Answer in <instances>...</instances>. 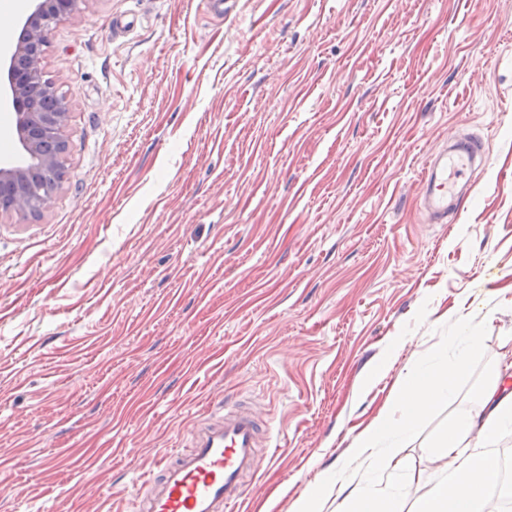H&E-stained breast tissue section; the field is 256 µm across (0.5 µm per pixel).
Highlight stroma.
Listing matches in <instances>:
<instances>
[{
  "label": "stroma",
  "mask_w": 512,
  "mask_h": 512,
  "mask_svg": "<svg viewBox=\"0 0 512 512\" xmlns=\"http://www.w3.org/2000/svg\"><path fill=\"white\" fill-rule=\"evenodd\" d=\"M69 103L48 208L0 216V512H134L203 409L276 453L237 512L359 485L416 512L432 445L512 352V0H86L41 61ZM479 206L429 223L450 132ZM469 354L408 436L406 372ZM53 464H46V457Z\"/></svg>",
  "instance_id": "stroma-1"
}]
</instances>
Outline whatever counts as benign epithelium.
<instances>
[{
  "mask_svg": "<svg viewBox=\"0 0 512 512\" xmlns=\"http://www.w3.org/2000/svg\"><path fill=\"white\" fill-rule=\"evenodd\" d=\"M86 0H36L26 37L10 50V65L25 73L4 95L20 104L16 112L18 164L0 167V215L42 214L65 173L68 102L44 78L41 57L51 26L80 10Z\"/></svg>",
  "mask_w": 512,
  "mask_h": 512,
  "instance_id": "1",
  "label": "benign epithelium"
}]
</instances>
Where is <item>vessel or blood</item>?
<instances>
[{
	"mask_svg": "<svg viewBox=\"0 0 512 512\" xmlns=\"http://www.w3.org/2000/svg\"><path fill=\"white\" fill-rule=\"evenodd\" d=\"M481 143L452 133L420 180V199L431 219L448 221V211L476 199L483 167ZM263 415L254 403L225 408L220 419L201 418L189 449L162 456L144 483L138 512H231L247 479L269 461Z\"/></svg>",
	"mask_w": 512,
	"mask_h": 512,
	"instance_id": "obj_1",
	"label": "vessel or blood"
}]
</instances>
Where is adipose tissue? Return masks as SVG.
I'll use <instances>...</instances> for the list:
<instances>
[{
	"label": "adipose tissue",
	"mask_w": 512,
	"mask_h": 512,
	"mask_svg": "<svg viewBox=\"0 0 512 512\" xmlns=\"http://www.w3.org/2000/svg\"><path fill=\"white\" fill-rule=\"evenodd\" d=\"M467 368V359L458 358L407 373L392 401L400 413L395 430L410 432ZM475 395L480 409L450 421L433 448L434 462L444 463L448 476L431 488L418 512H486V489L499 470L493 447L504 433L512 432V390L497 371Z\"/></svg>",
	"instance_id": "adipose-tissue-1"
}]
</instances>
